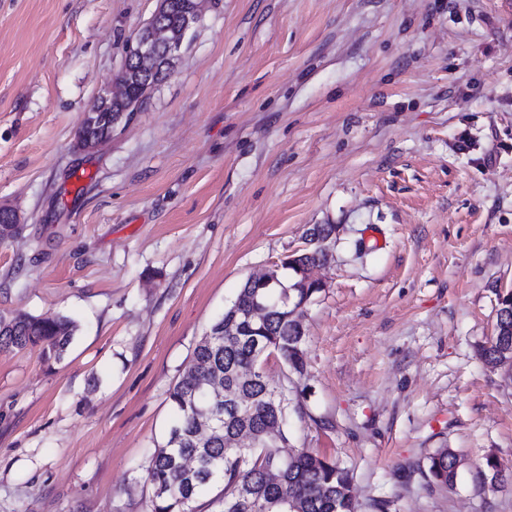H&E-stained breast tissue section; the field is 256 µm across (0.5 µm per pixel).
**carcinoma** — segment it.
<instances>
[{
  "label": "carcinoma",
  "mask_w": 512,
  "mask_h": 512,
  "mask_svg": "<svg viewBox=\"0 0 512 512\" xmlns=\"http://www.w3.org/2000/svg\"><path fill=\"white\" fill-rule=\"evenodd\" d=\"M189 0H173L165 24L182 31L181 18ZM112 108L97 116L90 135L109 133ZM326 262L318 245L286 256L270 270L267 285H243L224 314L216 319L193 350V365L169 392L176 423L168 437L142 467L153 488L149 512H199L198 498L210 491L208 507L216 512H356L351 480L336 462L306 450H288V424L297 410L298 386L306 368L304 332L298 316L302 304L319 292L314 268ZM292 271L284 283L279 269ZM262 305L264 320L246 315ZM237 318V335H224V322ZM76 324L65 316L19 314L0 319V352L37 347L46 361L59 362L70 345ZM286 370L276 385L264 375L247 379L239 370L260 369L269 357ZM247 400L239 412L224 401V386ZM248 429L254 446L232 440ZM458 455L439 448L428 457V472L441 485L455 482ZM269 470L279 473L267 480Z\"/></svg>",
  "instance_id": "carcinoma-1"
}]
</instances>
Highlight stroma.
I'll use <instances>...</instances> for the list:
<instances>
[{
	"label": "stroma",
	"mask_w": 512,
	"mask_h": 512,
	"mask_svg": "<svg viewBox=\"0 0 512 512\" xmlns=\"http://www.w3.org/2000/svg\"><path fill=\"white\" fill-rule=\"evenodd\" d=\"M157 7L0 0V317L78 324L61 362L0 354V512H146L196 343L316 224L291 447L348 470L357 512H512L487 467L512 471V381L477 354L512 292V0H204L79 150ZM131 80V77L128 75V73L125 71H120L117 75V81L124 82L128 88V98L134 96L137 98L138 96L142 95L143 92L140 90V88L136 85V83L129 84V81ZM125 88L122 86V84L118 83L116 84L113 89L107 90L104 94H101L96 101H98L99 104L103 105V107H108L103 112H87L85 120L87 121L86 127H93L96 122V116H97V122L93 129L89 131L90 135L93 137H102L105 134H108L111 130V123L113 128L119 124L122 120L126 119L128 112H136V110L139 108L140 100L136 101L133 100L126 108H120L119 110L113 109L112 111V105L111 103L117 102V101H124L128 98L124 94ZM113 112H120V114L115 118L114 121H112V113ZM112 131L109 135L104 136L103 138H99L97 140L89 139L87 142L83 143L81 147L83 149H95L97 148L101 143L106 141L107 139L111 138ZM428 472L441 485H451L455 482L458 455L451 448H439L428 458Z\"/></svg>",
	"instance_id": "35a3bbf8"
}]
</instances>
